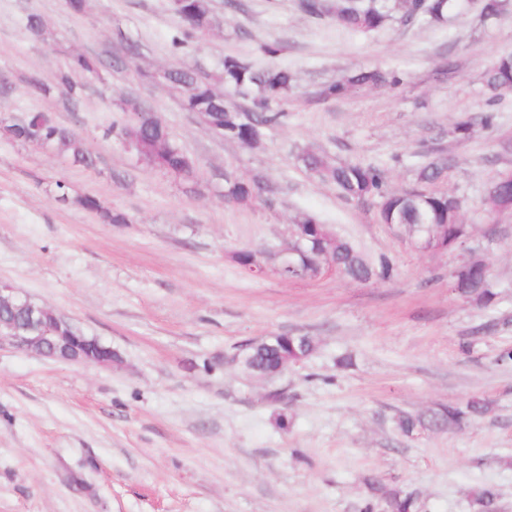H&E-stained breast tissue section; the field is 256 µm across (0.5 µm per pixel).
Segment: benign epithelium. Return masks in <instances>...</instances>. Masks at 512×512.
<instances>
[{
  "instance_id": "1",
  "label": "benign epithelium",
  "mask_w": 512,
  "mask_h": 512,
  "mask_svg": "<svg viewBox=\"0 0 512 512\" xmlns=\"http://www.w3.org/2000/svg\"><path fill=\"white\" fill-rule=\"evenodd\" d=\"M292 235L293 242L288 247L267 252L279 274L295 269L297 256L307 247L302 225H296ZM309 264L319 275L336 269L329 256L316 247L309 257ZM1 347L31 352L47 359L101 366L112 364L116 354L112 347L84 334L28 293L3 282H0Z\"/></svg>"
}]
</instances>
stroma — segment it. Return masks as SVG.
I'll list each match as a JSON object with an SVG mask.
<instances>
[{
    "label": "stroma",
    "instance_id": "stroma-1",
    "mask_svg": "<svg viewBox=\"0 0 512 512\" xmlns=\"http://www.w3.org/2000/svg\"><path fill=\"white\" fill-rule=\"evenodd\" d=\"M212 29L182 51L171 0H0V126L52 113L97 156L87 169L62 149L0 134V281L112 346L109 367L0 350V512H358L366 478L414 493L419 512H470L472 490H498L512 512V212L484 205L512 170V96L493 126L477 123L483 74L512 54V8L483 20L479 0L446 22L390 23L361 34L304 14L298 0H212ZM46 38L32 40L29 15ZM275 46L268 55L266 46ZM79 53L105 57L78 76V110L54 84ZM296 76L284 122L252 145L208 132L161 79L168 69L214 71L224 57ZM360 69L406 73L395 88L320 99L322 84ZM54 85L44 95L32 79ZM159 112L197 161L180 183L139 162L106 129L120 99ZM471 121L468 138L454 127ZM380 166L391 191L416 183L435 153L453 158L437 192L461 197V246L420 249L381 223L377 208L341 198L306 172L302 149ZM270 191L224 197L226 177ZM69 202H61V193ZM94 196L100 212L75 200ZM125 213L111 224L103 212ZM311 215L388 278L337 273L286 280L252 272L237 254L287 245ZM483 258L496 293L464 298L450 274ZM307 334V360L269 382L230 357L249 340ZM278 400H271V391ZM479 395L491 412L455 431L398 420Z\"/></svg>",
    "mask_w": 512,
    "mask_h": 512
}]
</instances>
